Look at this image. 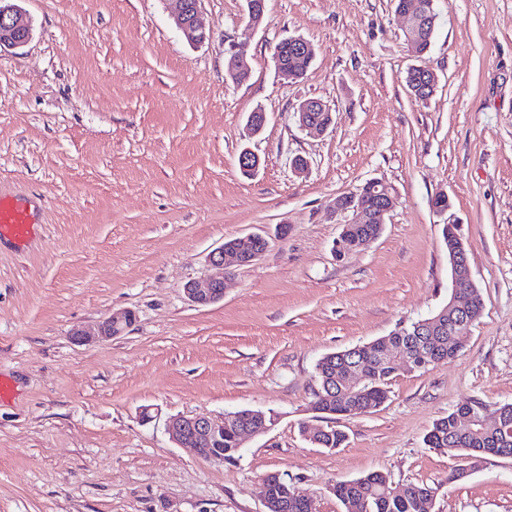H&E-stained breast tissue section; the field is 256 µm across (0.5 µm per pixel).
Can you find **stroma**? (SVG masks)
I'll return each mask as SVG.
<instances>
[{
	"instance_id": "stroma-1",
	"label": "stroma",
	"mask_w": 512,
	"mask_h": 512,
	"mask_svg": "<svg viewBox=\"0 0 512 512\" xmlns=\"http://www.w3.org/2000/svg\"><path fill=\"white\" fill-rule=\"evenodd\" d=\"M15 3L31 35L0 49V194L34 210L26 241L0 238V512H264L273 472L312 512H343L331 486L373 471L438 485L432 512H512V458L452 482L457 459L424 443L457 407L512 403V0H438L424 104L392 0H266L256 30L245 0H200L199 46L174 26L177 0ZM288 36L316 49L297 80L272 59ZM232 50L251 63L239 85ZM308 99L334 112L328 131L299 128ZM258 107L265 128L243 140ZM372 179L396 206L368 248L335 257L331 204ZM448 223L483 302L465 348L401 372L382 406L336 417L343 447H317L299 431L316 363L447 305ZM250 235L266 251L222 301L193 306L184 287L210 274L208 254ZM122 309L131 326L95 340ZM240 409L277 421L224 462L166 430Z\"/></svg>"
}]
</instances>
